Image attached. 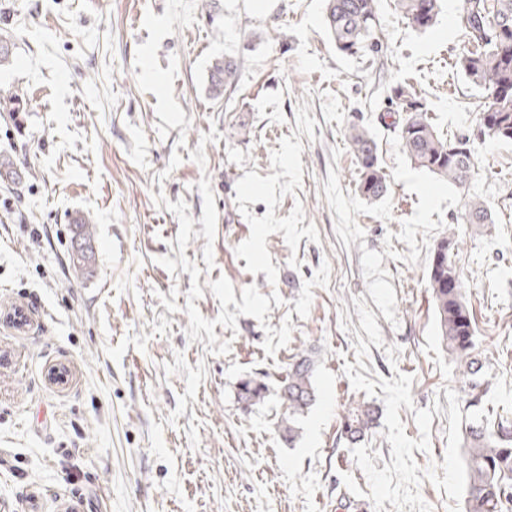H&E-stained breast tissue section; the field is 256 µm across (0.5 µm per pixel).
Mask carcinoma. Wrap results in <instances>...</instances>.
<instances>
[{"mask_svg":"<svg viewBox=\"0 0 512 512\" xmlns=\"http://www.w3.org/2000/svg\"><path fill=\"white\" fill-rule=\"evenodd\" d=\"M379 0H326V24L336 49L348 56H376L380 49L377 35ZM396 8L412 29L424 33L437 22L441 0H396ZM461 24L468 47L456 60V67L467 81L482 91L476 104L480 115L478 137L512 141V0H462ZM14 63V43L0 34V69ZM240 62L219 57L209 67L208 90L215 99L236 88ZM392 111L383 118L391 126L402 152L416 166L429 171L455 187L467 188L477 166L471 139L440 136L427 118L426 102L404 82L389 87ZM24 102L13 87L0 84V112L14 117ZM349 144L359 170L358 190L365 199L378 200L388 186L380 164L377 143L363 126L349 131ZM458 224H490L492 216L483 201L465 198L464 209L455 217ZM80 243L71 256L76 275L89 272L92 265L93 225L78 224ZM458 248L455 229H449L433 251L428 280L437 311L442 340L466 377V404L472 407L483 397L485 380L482 366L474 355V323L460 288V275L454 259ZM315 362L300 355L288 364L281 381L279 397L285 412L279 428L288 444H293L297 422L316 401L313 384ZM269 388L249 377L240 381L238 395L248 406L267 398ZM377 417L374 405L361 402L348 408L341 421L342 434L351 442L360 440ZM466 472L465 512H502L512 502V421L502 419L490 429L476 420L465 427L462 437Z\"/></svg>","mask_w":512,"mask_h":512,"instance_id":"carcinoma-1","label":"carcinoma"}]
</instances>
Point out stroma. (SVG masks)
<instances>
[{"label":"stroma","instance_id":"stroma-1","mask_svg":"<svg viewBox=\"0 0 512 512\" xmlns=\"http://www.w3.org/2000/svg\"><path fill=\"white\" fill-rule=\"evenodd\" d=\"M461 0L413 31L379 0L374 61L337 51L325 0H0L22 126L0 117V512H464L462 370L428 288L462 192L381 120L411 79L446 138L476 134L455 66ZM242 65L229 100L211 61ZM367 127L389 189L357 191ZM456 225L487 423L512 419V142H477ZM95 228L86 276L72 215ZM454 224V223H453ZM316 402L294 443L277 395L297 355ZM67 366L58 385L49 370ZM270 394L247 406L245 376ZM379 418L349 443L341 417ZM456 224H490L492 216L483 201L465 195L464 209L455 217Z\"/></svg>","mask_w":512,"mask_h":512}]
</instances>
